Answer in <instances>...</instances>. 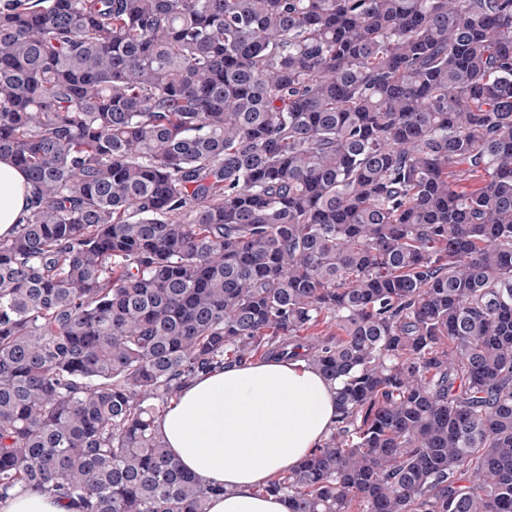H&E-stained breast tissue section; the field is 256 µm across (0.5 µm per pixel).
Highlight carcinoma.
Returning <instances> with one entry per match:
<instances>
[{
	"label": "carcinoma",
	"mask_w": 512,
	"mask_h": 512,
	"mask_svg": "<svg viewBox=\"0 0 512 512\" xmlns=\"http://www.w3.org/2000/svg\"><path fill=\"white\" fill-rule=\"evenodd\" d=\"M2 156L0 500L207 512L155 422L260 355L288 512H512V0H0ZM29 184L25 172L8 159H0V237L13 233L27 213Z\"/></svg>",
	"instance_id": "obj_1"
}]
</instances>
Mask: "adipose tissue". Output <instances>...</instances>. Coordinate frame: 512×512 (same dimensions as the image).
Here are the masks:
<instances>
[{"instance_id":"adipose-tissue-1","label":"adipose tissue","mask_w":512,"mask_h":512,"mask_svg":"<svg viewBox=\"0 0 512 512\" xmlns=\"http://www.w3.org/2000/svg\"><path fill=\"white\" fill-rule=\"evenodd\" d=\"M25 172L0 159V237L25 216ZM336 388L303 361L259 360L199 376L160 415L167 450L199 482L220 484L208 512H288L259 484L295 468L330 432Z\"/></svg>"}]
</instances>
